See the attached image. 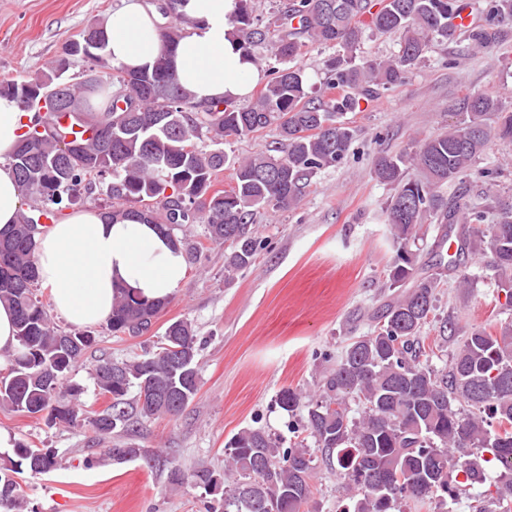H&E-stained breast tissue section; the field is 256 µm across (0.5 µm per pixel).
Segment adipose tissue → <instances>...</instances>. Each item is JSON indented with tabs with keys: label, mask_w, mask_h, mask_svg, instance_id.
<instances>
[{
	"label": "adipose tissue",
	"mask_w": 512,
	"mask_h": 512,
	"mask_svg": "<svg viewBox=\"0 0 512 512\" xmlns=\"http://www.w3.org/2000/svg\"><path fill=\"white\" fill-rule=\"evenodd\" d=\"M235 7L236 0H179L178 12L194 27L179 41L171 65L197 102L240 101L263 78L232 34ZM105 30L113 65L149 69L163 51L155 14L143 0H124ZM31 118L15 101L0 97V231L15 224L23 209L8 160ZM34 260L55 312L78 327L107 322L116 288L133 289L149 302L163 300L174 296L187 274L181 245L155 225L133 218L114 222L92 208L71 210L49 225Z\"/></svg>",
	"instance_id": "obj_1"
}]
</instances>
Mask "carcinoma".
Listing matches in <instances>:
<instances>
[{
	"label": "carcinoma",
	"mask_w": 512,
	"mask_h": 512,
	"mask_svg": "<svg viewBox=\"0 0 512 512\" xmlns=\"http://www.w3.org/2000/svg\"><path fill=\"white\" fill-rule=\"evenodd\" d=\"M246 2L238 0L232 24L250 53L268 40L269 29L254 22ZM456 6L457 0H381L378 9L373 0H283L281 34L271 45L277 65L268 68L265 85L247 107L224 100L198 105L177 83L165 57L150 70L113 66L104 23L98 20L65 45L49 71L1 82L0 96L14 99L34 119L25 125L9 160L30 204L0 234V302L15 310L18 338L8 375L0 379V407L34 416L44 411L52 426H74L83 417L76 404L82 388L71 376L98 339L90 330L72 334L55 327L49 304L38 293L33 257L46 228L40 218L60 215L103 191L112 200L104 208L108 216L136 217L170 237L186 224H203L210 242L231 247L224 256L226 271L250 267L260 248L251 231L255 212L298 205L318 172L347 158L354 131L343 115L356 108L359 96L402 84L432 43L454 37L448 18ZM511 21L512 0H486L483 16L464 33L471 43L491 47ZM193 25L179 15L162 27L166 49ZM366 27L403 32L399 52L355 64ZM89 40L100 44L86 61L97 76L74 83L63 67L68 48ZM314 44L340 48L331 63L332 85L349 93L312 96L296 60ZM54 96L64 100V111L40 112L39 100ZM93 96L105 97L104 111L90 107ZM458 115L456 124L423 140L411 157L422 177L407 176L401 156L376 157V178L394 187L385 207L396 243L390 286H413L386 305L373 331L351 338L336 368L323 376L322 393L306 405V436L282 451L266 430L242 429L227 446V471L238 476L231 487L223 472L178 462L167 463L170 486L191 484L218 495L224 512H314L317 452L350 493L338 512H392L404 499L424 509L435 498H455L462 485L486 481L485 464L491 461L500 471L496 497L475 499L472 512H512V323L494 331L486 326L464 331L446 371L428 364L420 336L438 288L437 278L419 273L411 249L426 218H434L446 235L457 232L460 249L449 256V267L460 266L461 257L471 252L491 255L496 270L512 273V200H497L499 219L486 234L475 228L484 219L483 210L462 208L460 195L448 199L438 193L463 179L491 137L512 138V113L477 92L461 100ZM272 125L278 130L277 145L239 162L230 189L216 188L227 161L224 143ZM206 140L209 144L202 145ZM35 184L40 193L33 196L29 190ZM163 307L161 301L147 303L123 289L106 327L114 336L143 335ZM198 351L192 324L176 320L152 353L100 361L94 369L96 385L112 406L91 419L95 433L109 438L117 430H130L135 418L182 412L199 390ZM301 398L286 387L276 401L292 413ZM464 404L474 412H465ZM486 452L491 458L484 457ZM128 453L109 455L115 464L155 460L138 446ZM58 466L54 452L17 441L13 456L0 464L5 499L0 512H24L16 475L36 477ZM377 477L391 479L389 496L372 486Z\"/></svg>",
	"instance_id": "1"
}]
</instances>
